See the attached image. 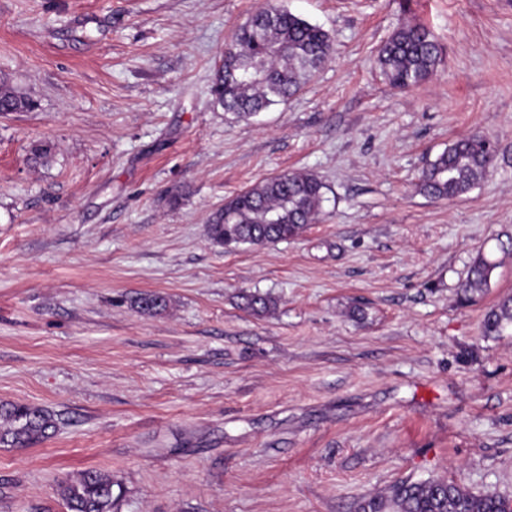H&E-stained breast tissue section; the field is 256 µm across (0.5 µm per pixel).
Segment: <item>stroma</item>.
<instances>
[{
  "label": "stroma",
  "instance_id": "obj_1",
  "mask_svg": "<svg viewBox=\"0 0 512 512\" xmlns=\"http://www.w3.org/2000/svg\"><path fill=\"white\" fill-rule=\"evenodd\" d=\"M287 6L334 53L237 122L211 94L225 43ZM403 22L444 49L405 91L375 65ZM0 403L57 433L0 447V512H67L95 468L116 512H355L405 481L512 500V0H0ZM478 132L492 173L448 200L426 167ZM52 146L36 165L31 148ZM288 170L324 184L298 237L212 244L228 197ZM488 290L459 292L473 259ZM274 297L273 313L239 306ZM154 291L168 310L128 299ZM34 107L33 99L0 80V112H29ZM496 267V263L488 260L483 254H478L467 278L461 284L463 297L471 299L475 295L484 293L490 286L491 277ZM129 304L140 314L154 316L167 309L169 300L159 292H142L129 298ZM240 306L255 316H265L272 313L277 305L275 298L267 294L242 293ZM509 326L512 327V296L503 298L486 313L483 332L485 336H501Z\"/></svg>",
  "mask_w": 512,
  "mask_h": 512
}]
</instances>
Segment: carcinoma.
<instances>
[{"label":"carcinoma","instance_id":"cac0c4a2","mask_svg":"<svg viewBox=\"0 0 512 512\" xmlns=\"http://www.w3.org/2000/svg\"><path fill=\"white\" fill-rule=\"evenodd\" d=\"M330 34L286 8L271 7L241 24L224 47V60L212 85V95L224 111L248 120L296 95L330 58ZM443 59V48L420 24L397 27L380 46L377 63L384 79L406 90L425 81ZM33 99L0 81V112H29ZM492 156L473 136L461 138L422 171L419 192L452 199L490 174ZM324 184L308 171H285L245 189L224 202L208 224L211 241L221 247L263 246L298 236L322 212ZM496 263L483 254L474 259L461 284L464 298L484 293ZM131 308L154 316L164 312L168 298L142 292L129 298ZM267 294L243 293L240 306L255 316L276 308ZM512 327V296L503 298L483 320L486 336ZM59 417L44 407L0 404V447L28 448L50 438ZM112 475L86 469L62 483L60 495L69 512H113ZM356 512H512V502L494 494H475L447 480L404 481L387 496L361 501Z\"/></svg>","mask_w":512,"mask_h":512}]
</instances>
